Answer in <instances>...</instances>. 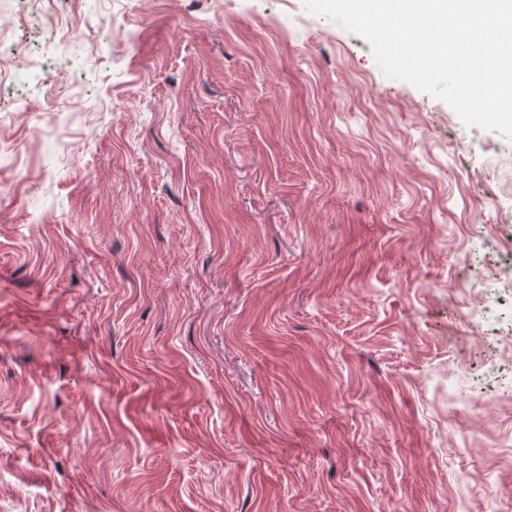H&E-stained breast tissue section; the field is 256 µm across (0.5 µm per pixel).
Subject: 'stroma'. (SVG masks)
<instances>
[{
	"label": "stroma",
	"mask_w": 512,
	"mask_h": 512,
	"mask_svg": "<svg viewBox=\"0 0 512 512\" xmlns=\"http://www.w3.org/2000/svg\"><path fill=\"white\" fill-rule=\"evenodd\" d=\"M0 27V512L512 503V140L303 0Z\"/></svg>",
	"instance_id": "obj_1"
}]
</instances>
